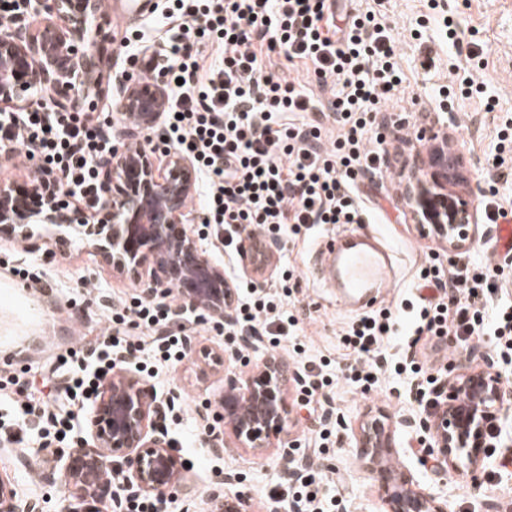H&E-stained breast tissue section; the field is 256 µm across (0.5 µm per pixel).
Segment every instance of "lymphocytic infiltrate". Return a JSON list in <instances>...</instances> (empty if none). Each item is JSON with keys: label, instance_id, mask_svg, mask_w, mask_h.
<instances>
[{"label": "lymphocytic infiltrate", "instance_id": "lymphocytic-infiltrate-1", "mask_svg": "<svg viewBox=\"0 0 512 512\" xmlns=\"http://www.w3.org/2000/svg\"><path fill=\"white\" fill-rule=\"evenodd\" d=\"M333 6L334 0H166L174 24L145 64L164 77L169 97L154 148L173 147L192 158L201 226L224 245L245 232L275 239L363 221L367 209L355 182L380 161L367 147L373 114L402 91L403 74L374 12L340 19ZM211 48L224 58L208 70L203 60ZM265 50L311 62L316 92L264 70ZM314 112L325 113L336 136H324L323 124L310 118ZM21 147L37 159V172L57 170L68 184L88 186L111 143L88 112H1L0 151ZM502 274L496 265L471 274L462 259L450 271L430 262L420 272L417 296L344 329L353 365L339 368L324 357L311 363L300 388L304 405H322L342 381L368 392L390 368L434 385L410 353L450 334L464 349L476 341L512 352V301L502 294ZM292 277L284 271V286L272 295L236 285L230 332L259 330L270 348L288 340L293 355L302 356ZM191 333L174 323L170 306L136 297L113 306L111 324L95 342L51 356L42 369L63 377L62 399L85 404L95 397L101 374L134 354L151 352V361L137 365L150 376L156 367L181 363L191 351ZM392 336L400 339L394 353L383 345ZM73 429L42 399L16 400L0 412V439L21 448L33 436L44 449L59 447Z\"/></svg>", "mask_w": 512, "mask_h": 512}]
</instances>
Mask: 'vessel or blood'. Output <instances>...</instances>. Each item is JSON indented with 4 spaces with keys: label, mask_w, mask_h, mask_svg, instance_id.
I'll return each instance as SVG.
<instances>
[{
    "label": "vessel or blood",
    "mask_w": 512,
    "mask_h": 512,
    "mask_svg": "<svg viewBox=\"0 0 512 512\" xmlns=\"http://www.w3.org/2000/svg\"><path fill=\"white\" fill-rule=\"evenodd\" d=\"M395 255L380 248L373 236L357 231L332 237L320 252L313 271L317 280L336 291L347 309L375 301L394 280Z\"/></svg>",
    "instance_id": "1"
}]
</instances>
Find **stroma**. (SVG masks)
Segmentation results:
<instances>
[{"label": "stroma", "instance_id": "1", "mask_svg": "<svg viewBox=\"0 0 512 512\" xmlns=\"http://www.w3.org/2000/svg\"><path fill=\"white\" fill-rule=\"evenodd\" d=\"M352 5L375 11L384 23L395 41L405 76L404 93L374 116V129L384 137L376 146L381 167L366 173L358 185L372 217L367 231L383 247L395 250L400 262L392 288L371 306L376 312L394 307L416 288L420 269L428 260L438 259L448 267L457 259L444 243L421 233L402 197L399 174L406 170L412 153L397 147L394 122L398 115H407L409 123L420 130L429 126L428 115L438 107L452 112L448 141L464 157L461 188L473 204L481 202L478 184L488 178V157L500 155L501 172H512V149L498 146L499 130L512 123V0H442L443 11L461 31L458 46L449 41L428 0H352ZM165 7V0H150L144 13L127 23L109 12L98 17L94 40L113 50L112 77L131 69L123 50L131 30L143 33L144 45L150 51L160 50L157 32L165 21ZM418 29L423 32L419 40L413 37ZM468 75L481 86V93H460L457 83ZM350 230L347 224H327L305 234L282 236L262 282L266 291H274L281 267L295 270L293 296L303 318L300 339L306 355L311 359L325 356L340 365L350 361L341 334L353 316L337 304L335 289L317 286L311 260L324 239ZM20 265L31 269L32 279L24 282L14 275V267ZM138 292L134 281L114 276L79 239H71L62 249L45 245L33 251L15 240L0 238V374L12 372L14 361L42 363L67 347L65 330L70 323H78L81 341L94 340L108 327L112 305ZM211 351L223 354L224 368L209 364L206 355ZM266 353L262 346L245 348L239 338L218 335L207 322L194 334L189 357L176 368L160 370L153 378L160 396L175 397L181 403L180 410L163 415L159 427L172 439L174 450L183 451L189 474L199 487L190 506L176 501L169 512H210L208 491L225 472L236 475L230 490L245 497L249 512H266L271 491L285 479L291 460L312 456L311 431L317 423L300 408L294 383L286 394L288 423L266 454L256 456L230 436L221 456L213 455L203 444L209 436L207 419L220 410L225 373L247 377ZM404 387L403 378L388 374L379 388L366 394L343 383L334 390L331 405L333 418L342 428L340 440L313 469L320 475L329 466L341 477L339 490L348 501V512H386L376 476L355 448L361 420L379 412L398 423L393 456L401 470L421 488L444 491L448 512H482L487 500L501 504V512H512V475L499 478L492 474L502 449L494 450L478 481L437 473L423 456L428 435L402 424L412 413L411 406L396 396ZM1 469L16 475L21 492L38 496L41 512H63L64 488L45 480L42 468L21 464L15 454L0 453Z\"/></svg>", "mask_w": 512, "mask_h": 512}]
</instances>
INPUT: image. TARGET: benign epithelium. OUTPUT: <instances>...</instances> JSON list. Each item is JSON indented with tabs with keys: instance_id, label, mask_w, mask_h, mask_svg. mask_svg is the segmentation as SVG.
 Wrapping results in <instances>:
<instances>
[{
	"instance_id": "1",
	"label": "benign epithelium",
	"mask_w": 512,
	"mask_h": 512,
	"mask_svg": "<svg viewBox=\"0 0 512 512\" xmlns=\"http://www.w3.org/2000/svg\"><path fill=\"white\" fill-rule=\"evenodd\" d=\"M18 13L0 31V103L28 107L32 93L39 104L79 112L90 96L109 85L110 58L103 48L85 45L90 20L101 11L100 0H17ZM113 106L134 127L156 126L168 107L163 78L116 80ZM444 131L423 159L416 155L404 194L416 223L433 224L448 252L464 250L480 235L478 213L450 191L461 180L460 156L448 152V114L434 113ZM195 194L192 160L179 150L167 151L164 167L153 153L135 142H120L99 163L97 183L81 190L84 207L71 205L72 192L60 175L47 171L22 187L0 181V238L24 243L32 250L50 242L65 244L71 232L119 277H130L146 300L164 299L178 290L175 316L187 312L220 326L230 321L224 295L231 288L224 268L213 263L185 225ZM473 356L448 369L437 389L440 399L419 422L433 443L424 454L440 471L476 481L491 449L501 447V412L512 405V388L491 366L475 370ZM294 379L278 357L267 356L246 379L224 375L219 420L245 447L262 455L273 433L287 421L286 389ZM168 400L147 380L121 366L100 383L98 397L86 417L87 437L67 451L47 458L45 478L60 479L67 492V512H99L111 483L105 470L123 477L139 494L191 503L198 487L188 476L167 434L157 427ZM395 422L387 415L366 418L356 447L378 474L387 512H448V499L415 488L404 472L389 469L383 449L394 447ZM235 481L222 475L209 491L212 512H247L246 500L229 495ZM35 496L18 490L15 477L0 471V512H39Z\"/></svg>"
}]
</instances>
